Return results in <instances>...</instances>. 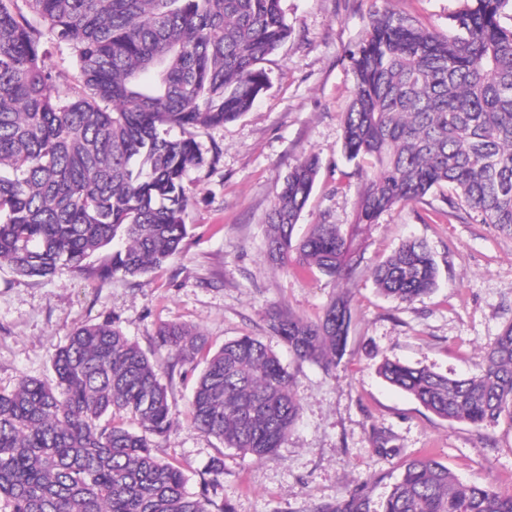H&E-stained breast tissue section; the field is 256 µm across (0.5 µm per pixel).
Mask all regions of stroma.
<instances>
[{
  "instance_id": "35a3bbf8",
  "label": "stroma",
  "mask_w": 512,
  "mask_h": 512,
  "mask_svg": "<svg viewBox=\"0 0 512 512\" xmlns=\"http://www.w3.org/2000/svg\"><path fill=\"white\" fill-rule=\"evenodd\" d=\"M291 38L264 67L270 84L248 112L198 131L207 158L183 180L190 197L181 253L145 280L101 282L58 266L48 279L0 266V392L24 378L52 380L51 356L85 324L114 323L144 351L159 326L199 330L207 346L255 336L291 372L300 413L287 442L262 460L194 429L191 364L164 376L177 424L153 451L182 464L190 491L208 486L233 512H314L364 487L373 512L406 464L430 456L468 485L512 494V422L482 427L447 421L386 383L379 363L396 359L461 377L480 373L483 353L512 324V233L450 208L437 189L396 206L373 224L355 225L359 187L342 151V117L353 94L350 55L375 10L389 8L439 36L459 0H282ZM313 155L319 173L295 238L312 225H337L352 238L348 274L282 270L266 256V216L289 167ZM408 238L424 241L438 267L433 293L410 304L381 295L372 269ZM351 298L346 351L332 371L295 360L271 337L267 315L315 321L335 297ZM389 436L377 452L376 433ZM224 462L214 480L209 466Z\"/></svg>"
}]
</instances>
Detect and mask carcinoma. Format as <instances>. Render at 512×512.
Segmentation results:
<instances>
[{"instance_id": "obj_1", "label": "carcinoma", "mask_w": 512, "mask_h": 512, "mask_svg": "<svg viewBox=\"0 0 512 512\" xmlns=\"http://www.w3.org/2000/svg\"><path fill=\"white\" fill-rule=\"evenodd\" d=\"M442 38L376 10L352 56L343 152L361 181L356 223L373 224L437 187L448 204L512 231V0H461ZM292 35L281 0H0V264L25 278L58 265L106 281L148 276L179 253L189 205L183 178L205 157L195 133L248 111L267 88L263 63ZM66 52L65 94L47 60ZM318 161L288 170L268 215L267 257L286 269L346 270L347 237L316 224L293 241ZM112 247L90 265L97 251ZM401 303L430 294L427 246L402 243L373 273ZM351 300L316 322L274 312L267 327L300 360L336 366ZM166 369L191 363L206 338L162 325ZM480 374L452 379L385 359L378 374L448 421L512 423V324ZM54 380L0 393V500L10 512H211L153 439L175 413L161 365L109 323L80 326L53 356ZM293 377L261 340L240 336L205 357L193 426L261 460L288 440L300 405ZM314 512H371L364 488ZM382 512H512V494L463 485L433 458L412 460Z\"/></svg>"}]
</instances>
